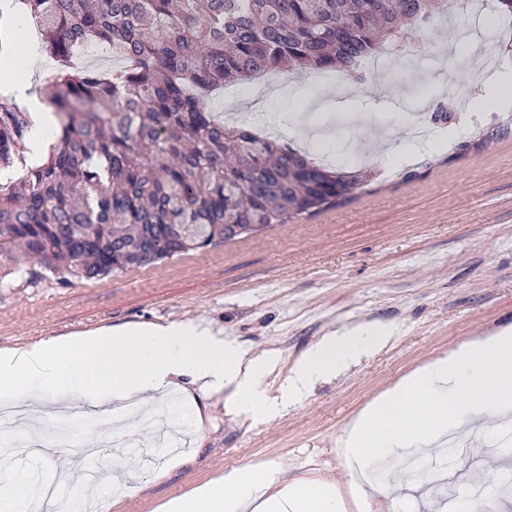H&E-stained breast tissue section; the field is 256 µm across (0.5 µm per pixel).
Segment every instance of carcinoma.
Returning <instances> with one entry per match:
<instances>
[{
    "instance_id": "obj_1",
    "label": "carcinoma",
    "mask_w": 512,
    "mask_h": 512,
    "mask_svg": "<svg viewBox=\"0 0 512 512\" xmlns=\"http://www.w3.org/2000/svg\"><path fill=\"white\" fill-rule=\"evenodd\" d=\"M62 65L56 146H21L27 110L0 100V282L35 264L92 279L344 204L370 181L212 116L209 95L269 74L336 71L455 12L457 0H22ZM95 42L118 70H72Z\"/></svg>"
}]
</instances>
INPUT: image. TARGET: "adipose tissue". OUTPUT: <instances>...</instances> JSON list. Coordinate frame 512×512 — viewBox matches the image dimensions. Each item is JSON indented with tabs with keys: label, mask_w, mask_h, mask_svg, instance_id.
<instances>
[{
	"label": "adipose tissue",
	"mask_w": 512,
	"mask_h": 512,
	"mask_svg": "<svg viewBox=\"0 0 512 512\" xmlns=\"http://www.w3.org/2000/svg\"><path fill=\"white\" fill-rule=\"evenodd\" d=\"M0 92L22 99L32 114L29 146L47 155L57 118L27 84L0 73ZM390 339L381 325L323 337L295 364L282 397L300 396L318 381L334 377ZM270 361L247 357L234 342L193 321L148 327H103L40 341L22 349H0V402L21 401L31 413L44 408L43 392L72 389L83 404L100 407L136 398L134 423L151 419L155 392H174L190 379L208 392L232 389L238 407L270 416L277 402L263 389ZM512 415V328L467 341L418 367L362 410L348 426L343 446L355 472L387 460L394 450L446 442L467 422L489 411ZM269 474L246 468L221 483L169 500L166 512H343L334 485L292 484L271 491ZM42 495L30 477L16 472L0 494V512H40Z\"/></svg>",
	"instance_id": "ef3b65f1"
}]
</instances>
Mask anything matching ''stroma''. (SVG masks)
Segmentation results:
<instances>
[{
  "label": "stroma",
  "mask_w": 512,
  "mask_h": 512,
  "mask_svg": "<svg viewBox=\"0 0 512 512\" xmlns=\"http://www.w3.org/2000/svg\"><path fill=\"white\" fill-rule=\"evenodd\" d=\"M474 27L456 12L391 50L382 95L344 94L342 106L314 112L329 127L321 141L339 164L355 162L346 141L378 129L406 140L417 96L437 99L456 80L473 94L454 121L466 126L452 147L420 145L410 162L372 160L375 175L349 201L236 239L95 279H63L43 269L0 282V349L126 324L192 320L222 333L250 356L275 355L265 387L270 398L300 357L322 336L355 326H389L380 352L343 374L317 382L271 418L241 413L232 393L214 397L187 385L182 418L187 449L177 462H144L146 436L123 449L124 464L103 488L111 512H159L171 498L234 470H275L278 483H331L345 512H441L450 500L487 491L480 512H512L502 487L512 485V422L463 427L457 451L424 453V468L442 471L448 488L422 483L397 463L378 494L363 501L351 483L342 439L349 422L416 367L458 345L512 326V105L490 108L487 74L454 75L449 26Z\"/></svg>",
  "instance_id": "stroma-1"
}]
</instances>
